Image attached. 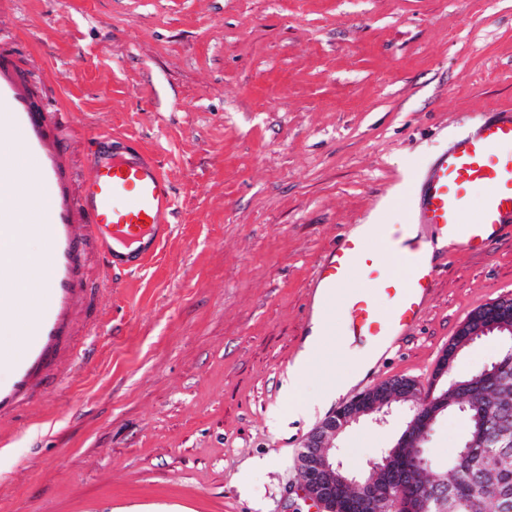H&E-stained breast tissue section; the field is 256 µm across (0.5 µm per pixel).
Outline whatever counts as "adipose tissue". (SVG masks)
Segmentation results:
<instances>
[{"label":"adipose tissue","mask_w":512,"mask_h":512,"mask_svg":"<svg viewBox=\"0 0 512 512\" xmlns=\"http://www.w3.org/2000/svg\"><path fill=\"white\" fill-rule=\"evenodd\" d=\"M332 310L317 313L312 319L310 334L303 350L288 369V399L294 413L300 414L312 408H326L345 394L377 361L382 351L378 348H359L350 341L338 343L339 351L345 352L353 360L349 373H336L334 368L317 367L316 362L323 347L325 331L332 323ZM317 374L319 392L313 398H305L302 388L310 374Z\"/></svg>","instance_id":"ef3b65f1"}]
</instances>
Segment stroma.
I'll return each mask as SVG.
<instances>
[{
    "label": "stroma",
    "mask_w": 512,
    "mask_h": 512,
    "mask_svg": "<svg viewBox=\"0 0 512 512\" xmlns=\"http://www.w3.org/2000/svg\"><path fill=\"white\" fill-rule=\"evenodd\" d=\"M0 50L37 87L82 178L92 133L148 148L172 232L142 270L89 272L78 369L0 424V512H315L289 499L324 413L284 385L314 313L311 280L359 224H407L412 166L512 108V0H0ZM512 293V236L438 270L411 336L347 394L427 389L459 326ZM410 418L336 440L370 475ZM463 433L442 415L427 455Z\"/></svg>",
    "instance_id": "obj_1"
}]
</instances>
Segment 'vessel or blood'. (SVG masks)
Masks as SVG:
<instances>
[{
  "instance_id": "vessel-or-blood-1",
  "label": "vessel or blood",
  "mask_w": 512,
  "mask_h": 512,
  "mask_svg": "<svg viewBox=\"0 0 512 512\" xmlns=\"http://www.w3.org/2000/svg\"><path fill=\"white\" fill-rule=\"evenodd\" d=\"M32 86L0 57V325L18 341L0 347V422L76 364L72 340L86 303L81 273L91 258L107 277L142 268L168 236L172 184L141 146L113 138L106 160L92 159L81 181L53 117L31 107ZM485 186L471 199L469 190ZM412 218L438 232L433 262L413 240L394 243L384 224L346 238L318 267L315 301L343 298L347 331L375 345L409 336L431 294L437 257L472 252L512 227V109L494 112L408 184ZM43 240L41 255L25 252ZM394 272H383V261Z\"/></svg>"
}]
</instances>
